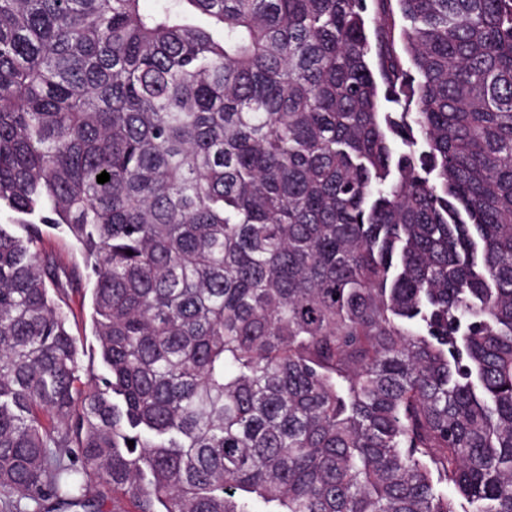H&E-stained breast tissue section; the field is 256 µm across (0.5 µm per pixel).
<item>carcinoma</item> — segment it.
Returning a JSON list of instances; mask_svg holds the SVG:
<instances>
[{
  "label": "carcinoma",
  "instance_id": "1",
  "mask_svg": "<svg viewBox=\"0 0 512 512\" xmlns=\"http://www.w3.org/2000/svg\"><path fill=\"white\" fill-rule=\"evenodd\" d=\"M140 2L0 0V512H512V0ZM44 230L45 247L56 255L62 269L69 272L74 267L83 268L82 252L68 235L56 229ZM80 292L71 294L70 305L74 311L71 316L70 331L76 337L85 368L90 367L94 373L103 372L99 347L92 335L89 319L90 285H85Z\"/></svg>",
  "mask_w": 512,
  "mask_h": 512
}]
</instances>
